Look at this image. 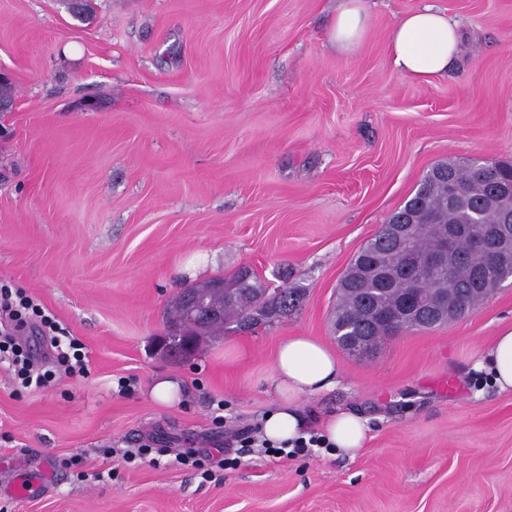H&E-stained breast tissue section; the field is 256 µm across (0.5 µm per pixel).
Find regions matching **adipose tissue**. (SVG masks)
<instances>
[{"mask_svg":"<svg viewBox=\"0 0 512 512\" xmlns=\"http://www.w3.org/2000/svg\"><path fill=\"white\" fill-rule=\"evenodd\" d=\"M366 32L364 0H340L330 38L340 50L350 52ZM459 25L431 6L407 13L393 24L388 49L397 69L409 78L430 83L444 77L459 52ZM472 367L489 374L499 391H512V330L496 336L493 344L477 353ZM338 366L331 351L310 336L282 341L273 362L272 389L276 404L262 419V438L272 444L303 437L306 421L299 411L302 397L335 387ZM327 443L345 454L362 448L369 432L368 420L353 411L331 414L321 423Z\"/></svg>","mask_w":512,"mask_h":512,"instance_id":"1","label":"adipose tissue"}]
</instances>
